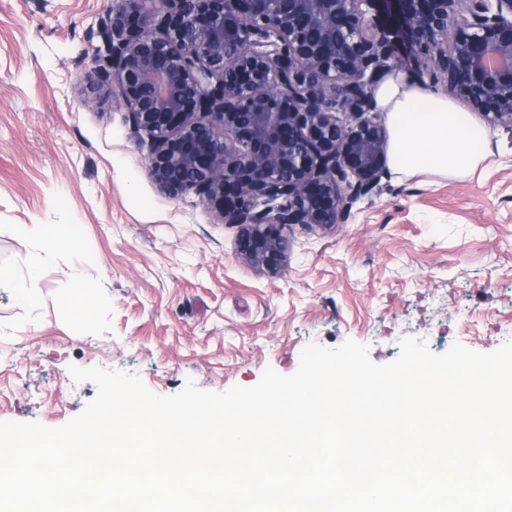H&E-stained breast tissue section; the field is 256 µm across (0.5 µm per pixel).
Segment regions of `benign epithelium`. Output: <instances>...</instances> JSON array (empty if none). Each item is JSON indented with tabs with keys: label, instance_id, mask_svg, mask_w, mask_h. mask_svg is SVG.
I'll return each instance as SVG.
<instances>
[{
	"label": "benign epithelium",
	"instance_id": "1",
	"mask_svg": "<svg viewBox=\"0 0 512 512\" xmlns=\"http://www.w3.org/2000/svg\"><path fill=\"white\" fill-rule=\"evenodd\" d=\"M95 72L150 139L147 170L282 267L283 231L327 232L381 191L389 133L372 86L400 63L512 130V0H116Z\"/></svg>",
	"mask_w": 512,
	"mask_h": 512
}]
</instances>
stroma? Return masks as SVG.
<instances>
[{"label":"stroma","mask_w":512,"mask_h":512,"mask_svg":"<svg viewBox=\"0 0 512 512\" xmlns=\"http://www.w3.org/2000/svg\"><path fill=\"white\" fill-rule=\"evenodd\" d=\"M108 0H0V421L59 427L97 394L70 366L222 392L266 368L289 375L310 345L352 339L375 363L406 337L445 353L512 341V132L466 177L382 180L329 232L295 225L281 271L236 255L235 225L148 175L107 83H90ZM93 107H84V100ZM65 228L71 252L20 233ZM35 303L19 304L13 280ZM91 284L80 296L77 283Z\"/></svg>","instance_id":"obj_1"}]
</instances>
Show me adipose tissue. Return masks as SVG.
<instances>
[{
	"instance_id": "1",
	"label": "adipose tissue",
	"mask_w": 512,
	"mask_h": 512,
	"mask_svg": "<svg viewBox=\"0 0 512 512\" xmlns=\"http://www.w3.org/2000/svg\"><path fill=\"white\" fill-rule=\"evenodd\" d=\"M374 101L386 119L388 166L397 177L455 179L487 160L488 134L479 120L452 99L423 90L415 78H387L376 86Z\"/></svg>"
}]
</instances>
